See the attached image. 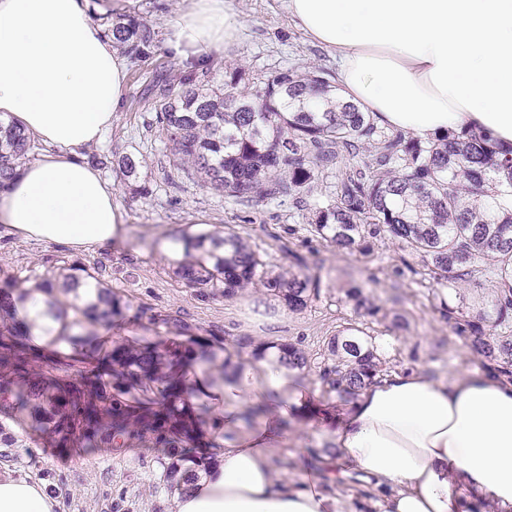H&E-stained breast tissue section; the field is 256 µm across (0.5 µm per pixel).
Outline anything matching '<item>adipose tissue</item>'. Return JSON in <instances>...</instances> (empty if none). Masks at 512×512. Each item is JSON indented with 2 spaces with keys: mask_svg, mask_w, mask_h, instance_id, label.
I'll list each match as a JSON object with an SVG mask.
<instances>
[{
  "mask_svg": "<svg viewBox=\"0 0 512 512\" xmlns=\"http://www.w3.org/2000/svg\"><path fill=\"white\" fill-rule=\"evenodd\" d=\"M169 39L201 60L243 35L235 0H184ZM297 27L336 60L343 100L421 138L471 129L512 146V0H282ZM127 59L90 0H0V115L42 149L0 187V236L73 252L124 238L114 188L83 154L119 111ZM48 297L15 302L19 327L44 342L59 322ZM217 408L214 460L175 486L171 512H361L330 485L360 473L380 512H512V378L476 371L437 379L393 372L345 408L318 412L297 371L232 357L199 375ZM257 422L247 423L252 410ZM318 442L317 469L280 476L289 421ZM45 484L0 470V512H57Z\"/></svg>",
  "mask_w": 512,
  "mask_h": 512,
  "instance_id": "1",
  "label": "adipose tissue"
}]
</instances>
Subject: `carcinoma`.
<instances>
[{"mask_svg":"<svg viewBox=\"0 0 512 512\" xmlns=\"http://www.w3.org/2000/svg\"><path fill=\"white\" fill-rule=\"evenodd\" d=\"M107 36L138 67L150 58L158 32L131 15L107 14ZM242 73L224 75L213 86L194 72H160L150 89L153 124L172 159L173 174L244 204L255 198L305 204L311 185L333 169L343 154H372L362 168L336 175V199L314 204L312 231L337 246L369 253L374 240L389 237L417 254L436 275L454 283L472 278L480 262L492 264L495 279L491 310L465 315L446 306L448 319L471 351L488 367L512 376V148L494 146L473 131L448 134L426 145L399 132L378 128L370 113L344 102L330 73L288 68L248 90ZM35 148L15 122L0 121V183L10 178ZM144 158L124 153L112 160L135 193ZM183 258L173 275L198 299L263 292L290 311L307 307L320 289L305 275L268 269L248 240L236 233H185ZM69 299L57 309L63 321L45 347L9 323L11 294L0 289V414L33 431L47 430L58 448L123 447L130 440L150 441L163 449V481L173 484L182 469L185 481L206 463L201 452L212 407L192 406L188 367L204 372L224 369L206 346L170 342L137 347L100 334L122 311L119 292L92 273L80 277L63 268L34 285ZM356 312L380 311L363 289H341ZM79 326L82 333L70 330ZM82 346V366L61 379L53 374L62 349ZM279 350L280 362L300 371L309 367L306 352L292 342H260ZM386 359L374 338L348 326L326 344L319 378L323 391L342 402L354 401L363 387L382 375Z\"/></svg>","mask_w":512,"mask_h":512,"instance_id":"obj_1","label":"carcinoma"}]
</instances>
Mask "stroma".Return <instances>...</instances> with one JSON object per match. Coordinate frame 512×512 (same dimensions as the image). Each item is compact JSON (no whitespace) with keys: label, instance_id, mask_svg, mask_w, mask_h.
I'll return each mask as SVG.
<instances>
[{"label":"stroma","instance_id":"obj_1","mask_svg":"<svg viewBox=\"0 0 512 512\" xmlns=\"http://www.w3.org/2000/svg\"><path fill=\"white\" fill-rule=\"evenodd\" d=\"M107 5L142 16L156 29L158 39L151 59L129 71L123 105L92 151L102 156L143 155L140 181L147 192L131 194L115 170L102 168L124 216L123 246L73 253L35 240L2 237L0 287L16 279L36 283L61 267H84L117 289L127 303L109 331L113 339L133 345L153 343L169 336L166 321L177 318L214 351L231 346L245 355L252 342H294L308 354L310 367L303 377L317 392L322 389L318 374L325 340L351 324L375 337L388 369L418 366L448 380L483 369V362L450 326L439 297L445 292L467 295L477 286L492 287L486 271L475 272L472 281L444 285L398 241L379 239L366 255L321 239L310 230L311 210L292 202L256 199L241 204L185 178L178 188L169 187L166 175L171 167L149 125L153 112L143 96L158 65L174 71L190 67L168 45L181 0H107ZM237 5L246 36L217 55L216 78L239 68L248 87L288 67L335 71L334 58L295 27L281 0H237ZM201 230L238 233L271 267L290 268L317 279L319 297L299 312L252 294L196 299L190 289L172 279L174 260L164 252L163 242ZM351 282L362 285L382 310L403 315L406 328L397 330L390 321L357 315L339 293ZM5 424L22 434L29 448L18 453L15 461L1 460L0 468L45 481L60 499L59 512H170L169 495L159 483V464L148 445L94 448L84 456L75 448L53 447L47 436L30 431L23 422L9 418Z\"/></svg>","mask_w":512,"mask_h":512}]
</instances>
